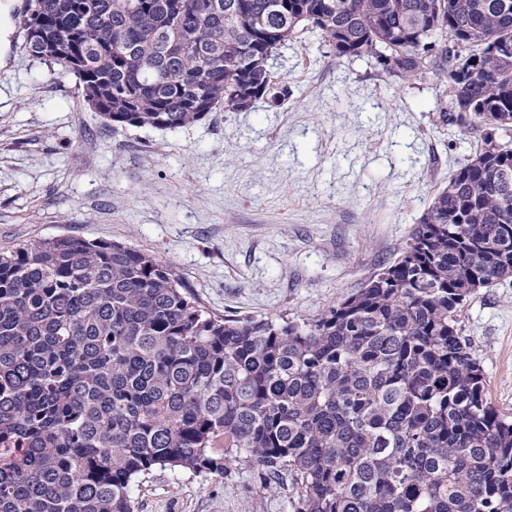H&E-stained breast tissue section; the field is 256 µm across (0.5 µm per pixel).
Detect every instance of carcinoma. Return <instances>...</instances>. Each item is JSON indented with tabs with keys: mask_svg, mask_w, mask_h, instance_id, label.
<instances>
[{
	"mask_svg": "<svg viewBox=\"0 0 512 512\" xmlns=\"http://www.w3.org/2000/svg\"><path fill=\"white\" fill-rule=\"evenodd\" d=\"M30 54L115 126L172 129L281 99L299 26L338 57L446 84L483 146L398 258L307 321L206 311L160 258L71 235L0 249V512H135L155 468L243 456L295 512H512V421L460 335L512 278V0H27Z\"/></svg>",
	"mask_w": 512,
	"mask_h": 512,
	"instance_id": "1",
	"label": "carcinoma"
}]
</instances>
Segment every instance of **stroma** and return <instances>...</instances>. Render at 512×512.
<instances>
[{
	"label": "stroma",
	"instance_id": "35a3bbf8",
	"mask_svg": "<svg viewBox=\"0 0 512 512\" xmlns=\"http://www.w3.org/2000/svg\"><path fill=\"white\" fill-rule=\"evenodd\" d=\"M0 0V248L58 235L154 254L221 316L309 319L393 262L435 193L481 144L443 121L444 87L337 57L303 29L274 51L278 105L184 127H115L72 72L37 59ZM461 334L512 418V279L474 294ZM137 512H294L292 475L246 459L222 475L155 469Z\"/></svg>",
	"mask_w": 512,
	"mask_h": 512
}]
</instances>
